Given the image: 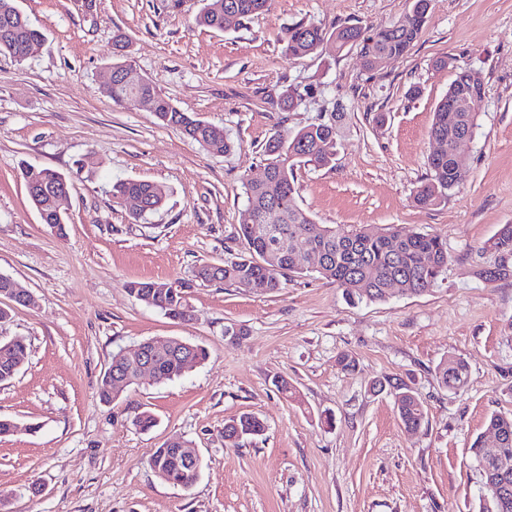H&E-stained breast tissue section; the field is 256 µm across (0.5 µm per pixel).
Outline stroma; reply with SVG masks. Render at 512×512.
Returning <instances> with one entry per match:
<instances>
[{"label":"stroma","instance_id":"obj_1","mask_svg":"<svg viewBox=\"0 0 512 512\" xmlns=\"http://www.w3.org/2000/svg\"><path fill=\"white\" fill-rule=\"evenodd\" d=\"M43 39L28 59L0 55V274L34 296L0 323L28 356L0 383V494L9 512H478L470 446L492 412L512 413V254L487 249L512 224V0H431L420 37L375 70L359 47L292 59L283 32L299 21L333 29L394 22L412 0H272L221 31L195 27L199 0H16ZM132 42V81H151L179 109L224 128L230 153L209 151L145 107L102 96L113 37ZM448 60L445 68L437 60ZM485 87L478 126L461 144L465 187L432 209L414 205L435 149L428 131L456 68ZM301 96L281 110L285 89ZM343 109L336 156L296 170V201L320 224L396 225L448 244V267L419 295L349 304L319 279L315 258L274 294L197 278L240 253L242 183L260 178L267 139ZM384 122H377V114ZM68 175L66 237L30 204L19 162ZM120 179L165 195L143 218L113 203ZM132 281L183 287L182 323L130 295ZM246 330L240 343L225 325ZM204 345L210 358L180 378H143L112 402L98 386L113 355L147 339ZM350 354L353 369L338 362ZM469 366L445 388L438 364ZM386 377L420 398L426 424L401 423ZM288 380L292 395L273 381ZM156 426L140 430L143 411ZM252 412L265 434L224 444V423ZM334 414L333 425L323 417ZM183 437L203 461L191 489L150 469L154 448ZM437 373L442 384L453 390L465 386L468 380V367L461 358L448 356L438 367Z\"/></svg>","mask_w":512,"mask_h":512}]
</instances>
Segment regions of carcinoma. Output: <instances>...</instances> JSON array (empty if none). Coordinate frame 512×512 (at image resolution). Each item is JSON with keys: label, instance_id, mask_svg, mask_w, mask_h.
Here are the masks:
<instances>
[{"label": "carcinoma", "instance_id": "carcinoma-1", "mask_svg": "<svg viewBox=\"0 0 512 512\" xmlns=\"http://www.w3.org/2000/svg\"><path fill=\"white\" fill-rule=\"evenodd\" d=\"M202 7L195 17L198 26L215 31L224 30V15L232 13L239 20H251L268 10L270 0H201ZM430 0H413L412 8L390 25L371 34L359 25H348L331 31L312 23L299 21L289 27L281 37L283 51L292 58H302L320 49L340 52L357 43L361 45L364 66L375 70L383 56L397 58L405 55L421 34L426 23ZM43 34L26 15L18 14L16 0H0V54L20 60L24 46L42 40ZM129 41L116 36L115 61L112 63V89L107 98L117 104H127L138 95L152 98L154 114L162 125L179 131L183 136L204 148L227 153L233 143L224 129L199 119L195 114L183 112L171 100L156 90L151 83L140 88L126 84L122 72ZM466 70L459 68L448 87V92L461 90L473 102L480 103L484 85L465 80ZM479 113L450 112L448 103L438 102L429 130L430 138L437 140L448 135V125L467 131L477 127ZM342 113L332 112L298 130L294 134L275 132L265 143V169L267 180L243 182L246 210L254 219L242 221L239 238L247 253L224 259L220 264H207L197 271L203 281H219L249 291L268 295L282 288V278L288 273H304L295 263L293 252H283L272 261L267 259L278 232L288 240V246L310 248L323 258L315 269L318 277L343 289L350 303L384 301L395 293L398 282L406 293L417 295L434 287L448 266V246L441 237L412 232L398 227L379 230L363 225L351 230L318 224L301 209L295 198L294 172L301 164L326 166L336 155L337 122ZM429 177L416 189L413 201L424 209L438 206L448 200L468 179V171L458 168L453 146L428 159ZM19 175L24 185L32 184L39 190L31 203L47 204L56 193L64 174L47 167L19 163ZM112 199L121 203L127 197H137L146 203L148 212L159 210L164 196L155 191L148 180L126 179L112 184ZM497 252L512 253V224L503 225L489 241ZM127 290L149 307L161 310L169 318L180 322L193 320V310L186 302L183 290L166 282H131ZM26 356V345L19 339L0 340V383L11 380L20 370ZM209 359V351L202 345L182 339H170V348L154 358L157 381H172L195 364ZM442 384L453 390L465 386L468 367L464 360L448 357L438 367ZM379 389H389L395 398L398 417L412 432L422 429L425 409L422 401L400 380L385 378L378 381ZM264 421L253 413H243L224 424V442L236 447L244 439H257L265 434ZM189 444L179 436L170 437L165 446L155 449L148 459L149 467L163 481L185 489L191 488L199 472L179 463L176 450ZM476 464L496 466L501 456L512 461V415L501 412L491 414L484 434L471 445ZM507 490L503 507H498L495 492L484 488V496L492 504V512H512V472L506 478Z\"/></svg>", "mask_w": 512, "mask_h": 512}]
</instances>
